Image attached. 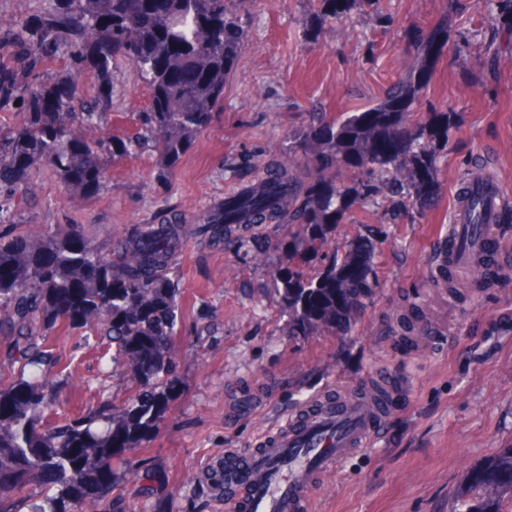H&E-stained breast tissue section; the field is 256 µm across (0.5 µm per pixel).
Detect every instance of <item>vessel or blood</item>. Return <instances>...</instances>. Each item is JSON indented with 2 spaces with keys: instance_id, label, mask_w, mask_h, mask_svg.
<instances>
[{
  "instance_id": "obj_1",
  "label": "vessel or blood",
  "mask_w": 512,
  "mask_h": 512,
  "mask_svg": "<svg viewBox=\"0 0 512 512\" xmlns=\"http://www.w3.org/2000/svg\"><path fill=\"white\" fill-rule=\"evenodd\" d=\"M500 197V183L472 176L453 208L457 234L440 248V260L487 252L485 227L470 223L469 202L479 199L482 213L492 220L500 211ZM387 405L386 398L371 392L321 395L255 448L225 450L216 467L226 512H307L321 479L366 447L388 422Z\"/></svg>"
}]
</instances>
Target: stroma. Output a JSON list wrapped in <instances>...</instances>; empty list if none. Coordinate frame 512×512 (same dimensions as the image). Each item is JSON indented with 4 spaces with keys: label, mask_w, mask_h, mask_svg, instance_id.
Returning a JSON list of instances; mask_svg holds the SVG:
<instances>
[{
    "label": "stroma",
    "mask_w": 512,
    "mask_h": 512,
    "mask_svg": "<svg viewBox=\"0 0 512 512\" xmlns=\"http://www.w3.org/2000/svg\"><path fill=\"white\" fill-rule=\"evenodd\" d=\"M391 18L380 25L352 5L336 25L318 26V0H256L241 13L244 49L224 84V101L198 134L171 181L155 183L159 158L119 156L90 198L65 195L49 171L34 189L30 210L16 202L23 228L84 224L89 240L108 250L114 233L157 223L161 214L201 212L253 181L269 150L301 132L309 109L337 116L381 97L412 59L411 33L447 22L448 47L432 68L418 117L447 113L448 147L439 188L423 210H402L398 198L351 205L336 227V257L365 260L376 291L345 334L288 333V314L270 277L288 267L274 253L254 263L245 248L229 253L205 238L189 243L177 277L183 290L176 343L179 386L161 432L134 460L151 481L114 482L107 508L136 503L141 512H224V501L202 483H186L227 448H252L258 434L323 391L375 383L382 370L402 377L403 409L368 448L320 485L310 512H455L480 508L484 490L467 483L512 446V250L477 306L432 287L435 254L452 229L454 197L469 168L483 165L505 197V222L493 225L512 241V0H384ZM114 111L102 134L125 138L147 108L146 85L121 63L112 80ZM437 332H453L446 347L422 350L401 337L397 307ZM53 370L66 406L122 402L131 377L107 373L79 334L51 338Z\"/></svg>",
    "instance_id": "obj_1"
}]
</instances>
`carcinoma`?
Returning <instances> with one entry per match:
<instances>
[{"instance_id": "1", "label": "carcinoma", "mask_w": 512, "mask_h": 512, "mask_svg": "<svg viewBox=\"0 0 512 512\" xmlns=\"http://www.w3.org/2000/svg\"><path fill=\"white\" fill-rule=\"evenodd\" d=\"M60 6L14 26L0 27V112L19 121L0 128V225L13 223L12 205L36 201L33 181L49 168L64 191L91 197L109 179L117 155L156 152L155 177L167 183L195 137L224 101V83L243 49L238 16L255 0H59ZM353 0H321L317 21L337 23ZM445 30L418 37L412 66L363 110L329 119L310 113L288 148L272 155L251 186L180 221L138 224L121 231L105 253L85 227L35 235L0 232V512L4 497L37 484L30 512H72L99 504L112 488L116 464L162 428L177 386L178 312L182 291L172 277L179 254L202 232L214 242L247 246L255 224H286L274 247L301 260L329 257L350 205L355 174L366 200L378 185L402 204L434 200L436 147L448 146V113L425 121L412 114L427 88L430 65L447 45ZM64 60V70L49 66ZM125 61L150 92L138 132L124 142L88 138L112 112V67ZM90 71L97 90L86 94L79 76ZM355 261L326 265L311 277L298 266L273 280L288 309V335L345 328L375 291ZM448 270L441 285L483 288ZM86 329L101 340V359L129 374L135 391L120 405L100 402L77 411L55 409L51 333ZM492 485L512 484V448L488 467Z\"/></svg>"}]
</instances>
